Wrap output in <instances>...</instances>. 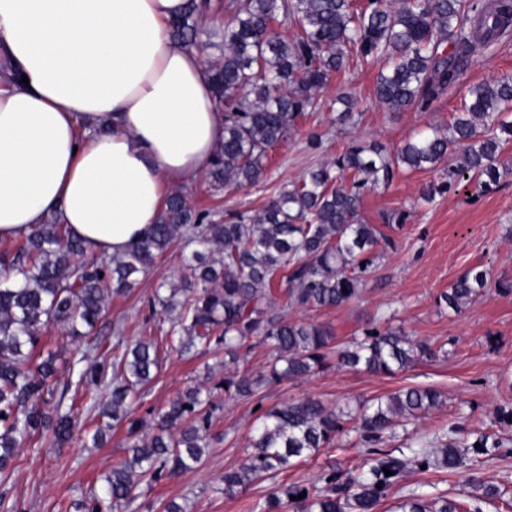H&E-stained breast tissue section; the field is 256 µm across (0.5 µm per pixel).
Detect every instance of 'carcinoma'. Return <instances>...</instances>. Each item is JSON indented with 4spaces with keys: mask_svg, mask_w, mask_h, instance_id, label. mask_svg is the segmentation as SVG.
<instances>
[{
    "mask_svg": "<svg viewBox=\"0 0 512 512\" xmlns=\"http://www.w3.org/2000/svg\"><path fill=\"white\" fill-rule=\"evenodd\" d=\"M230 16L219 20L223 52L207 63L218 111L224 113V140L215 151L207 178L216 190L239 189L265 175L268 152L319 105V91L330 77L349 68L357 52L378 65L374 100L393 112H420L451 88L480 45L512 29V0H228ZM208 12L197 0L171 23L172 38L188 48L198 44ZM281 21L299 28L295 37L270 31ZM450 51H445L443 44ZM512 74L469 89L448 129L430 127L391 153L377 142L357 140L336 159L308 169L284 185L262 209L231 212L222 221L193 210L183 190L167 196L157 224L120 255L90 258L86 246L62 224H41L0 251V484L8 483L23 445L44 439L61 444L81 421L80 408L58 403L53 413L42 404L57 392L53 353L40 363L41 335L58 325L74 338L90 336L108 309L110 294L133 287L134 275L152 267L177 237L187 234L203 250L193 254L189 274L155 295L161 316L172 323L180 348H224V364L236 362L254 343L274 351L265 374H224V398L251 399L272 381L300 379L337 366L392 374L425 359H439L442 348L415 343L404 332L374 324L342 347L323 323L295 321L283 311L345 306L362 293L381 255L395 240L379 224L360 217L366 191L389 185L397 171L434 169L448 164V179L423 189L427 202L463 178L476 179L482 192L498 186L512 167L502 155L512 142ZM489 271L476 265L443 294L459 313L490 287ZM92 362L70 381L75 388H104L109 397L93 399L112 425L127 426L126 455L107 478L110 506L127 507L138 484L175 477L195 468L209 447L204 431L213 413V392L188 389L158 412L152 434L133 417L132 399L152 381L159 367L149 336L127 341L114 337L112 348L89 344ZM442 403L433 389L411 388L358 407L355 426L345 414L312 398L291 399L262 410L249 440L247 462L224 472V494L233 496L259 479L275 477L295 460L321 448H338L349 431L357 434L366 457L359 473L333 470L321 488L285 486L257 504L260 512H375L414 465L430 464L427 436L396 456L386 444L397 436L398 418H418ZM501 447L482 433L471 442L447 438L436 450L438 466L457 470L468 453L477 456ZM392 475L387 476L384 470ZM499 497L498 488L475 474L461 482L459 494ZM302 499H296V496ZM396 512H463L453 499L428 500L417 493L402 497Z\"/></svg>",
    "mask_w": 512,
    "mask_h": 512,
    "instance_id": "cac0c4a2",
    "label": "carcinoma"
}]
</instances>
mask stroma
<instances>
[{"label": "stroma", "instance_id": "1", "mask_svg": "<svg viewBox=\"0 0 512 512\" xmlns=\"http://www.w3.org/2000/svg\"><path fill=\"white\" fill-rule=\"evenodd\" d=\"M512 73V36L478 51L460 81L425 112H393L374 102L376 67L356 59L346 74L332 76L320 94L317 112L299 118L288 138L269 152L264 178L232 191L214 190L206 178L185 182L183 189L194 208L221 219L234 209H261L285 183L309 167L340 154L352 140H374L395 149L406 138L430 126L448 127L470 86ZM351 95L362 114L359 124H339L332 106L336 97ZM319 135L311 145V135ZM443 168L405 171L386 187L366 191L361 217L368 224L384 223L388 214L403 210L406 223L392 233L395 249L386 251L369 276L358 299L348 305L307 310L293 308L287 315L332 327L337 343L361 337L372 324L401 329L412 340L444 346L445 356L422 361L392 375L354 372L336 366L302 379L274 383L262 403L228 401L217 385L224 378L223 352L188 356L166 341L151 299L162 282H178L185 273L184 258L191 251L184 239L174 244L155 265L138 278L132 291L112 296L105 317L96 328L104 344L115 332L127 338H160L161 366L142 391L133 409L153 420L168 402L193 386L214 392L209 446L201 465L174 478L142 481L126 512H164L169 502L184 512H254L256 503L279 486L314 485L333 469L355 470L363 463L358 446L323 448L296 460L288 471L263 479L234 496L224 493L225 471L246 460L248 442L256 425L257 405L271 407L289 399L314 398L327 407L353 411L360 403L407 388L432 387L443 403L418 419L408 420L407 433L432 435L456 428L461 436L490 433L501 443L491 454L469 455L457 471L438 466L410 470L376 512H394L400 497L412 492L429 498L455 497L462 477L479 471L498 485L501 500L483 504V512H503L512 504V427L499 424L500 411L512 409V295L487 290L464 311L454 312L439 297L467 269L486 267L492 279L512 278V174L499 187L477 195L474 182L461 181L449 192L426 203L422 190L444 180ZM125 430H117L106 446L96 448L84 433H75L61 445L20 449L18 468L0 495L18 502L24 512H86L84 505L101 494L104 477L125 454Z\"/></svg>", "mask_w": 512, "mask_h": 512}]
</instances>
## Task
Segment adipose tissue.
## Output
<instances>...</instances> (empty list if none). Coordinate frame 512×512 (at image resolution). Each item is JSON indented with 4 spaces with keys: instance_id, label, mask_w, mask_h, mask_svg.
I'll return each mask as SVG.
<instances>
[{
    "instance_id": "adipose-tissue-1",
    "label": "adipose tissue",
    "mask_w": 512,
    "mask_h": 512,
    "mask_svg": "<svg viewBox=\"0 0 512 512\" xmlns=\"http://www.w3.org/2000/svg\"><path fill=\"white\" fill-rule=\"evenodd\" d=\"M187 0H0V239L55 222L119 255L224 139Z\"/></svg>"
}]
</instances>
